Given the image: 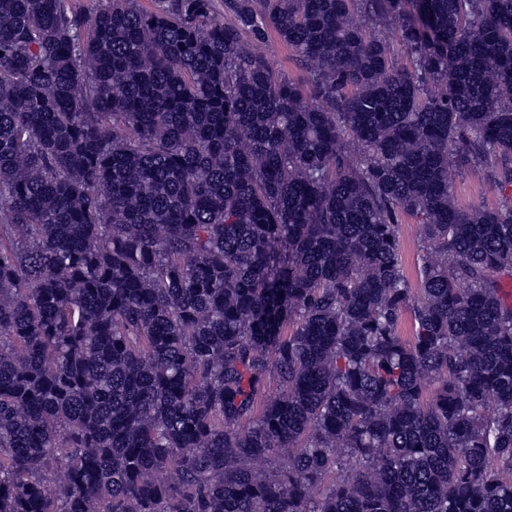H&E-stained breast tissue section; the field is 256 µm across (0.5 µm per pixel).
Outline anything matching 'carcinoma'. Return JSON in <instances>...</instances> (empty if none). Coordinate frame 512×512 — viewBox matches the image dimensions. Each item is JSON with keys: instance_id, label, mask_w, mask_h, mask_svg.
Instances as JSON below:
<instances>
[{"instance_id": "cac0c4a2", "label": "carcinoma", "mask_w": 512, "mask_h": 512, "mask_svg": "<svg viewBox=\"0 0 512 512\" xmlns=\"http://www.w3.org/2000/svg\"><path fill=\"white\" fill-rule=\"evenodd\" d=\"M96 2L0 0V512H512V0ZM263 50L280 76L294 81L303 80L305 77L303 66L274 32L269 33ZM451 188L455 204L463 210L475 208L496 209L501 195L494 189L481 167H470L465 170H452ZM399 237L404 274L413 288L414 294L417 295L420 288L417 276L419 227L415 218L408 215L399 217Z\"/></svg>"}]
</instances>
